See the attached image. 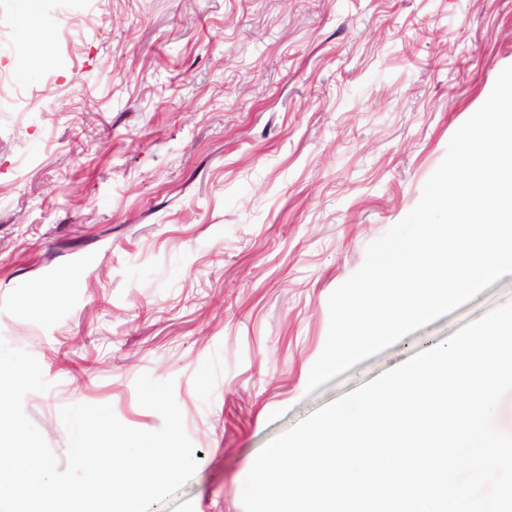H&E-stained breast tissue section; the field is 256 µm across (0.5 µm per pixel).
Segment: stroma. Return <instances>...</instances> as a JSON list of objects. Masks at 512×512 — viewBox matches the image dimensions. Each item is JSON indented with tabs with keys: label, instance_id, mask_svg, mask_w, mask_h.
<instances>
[{
	"label": "stroma",
	"instance_id": "stroma-1",
	"mask_svg": "<svg viewBox=\"0 0 512 512\" xmlns=\"http://www.w3.org/2000/svg\"><path fill=\"white\" fill-rule=\"evenodd\" d=\"M510 65L512 0H0V338L58 460L63 406L155 431L135 381L170 379L196 469L150 512H244L268 440L512 302L509 274L306 390L330 294Z\"/></svg>",
	"mask_w": 512,
	"mask_h": 512
}]
</instances>
